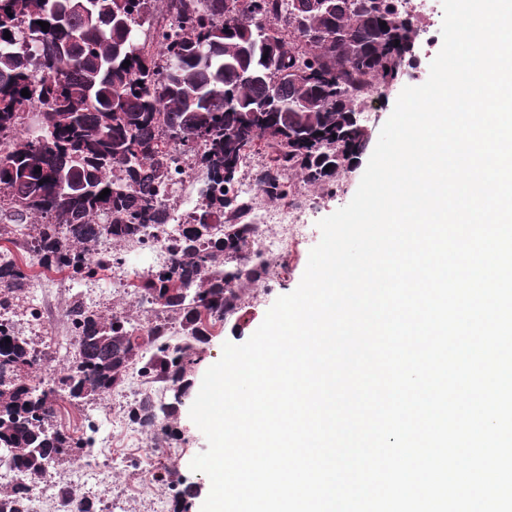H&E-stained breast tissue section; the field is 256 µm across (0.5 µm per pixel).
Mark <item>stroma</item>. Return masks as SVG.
I'll return each mask as SVG.
<instances>
[{"label": "stroma", "instance_id": "35a3bbf8", "mask_svg": "<svg viewBox=\"0 0 512 512\" xmlns=\"http://www.w3.org/2000/svg\"><path fill=\"white\" fill-rule=\"evenodd\" d=\"M431 11L429 32L419 35L412 58L405 63V76L400 82L382 88L372 103L368 121L373 132H380L391 115L403 87L419 86L429 77L430 64L442 47V0H428ZM368 155H361L352 172L342 177L333 190H321L297 185L285 198V205L302 203L305 233L301 236L284 234L280 225L271 224L267 234L281 238L282 245L269 257L268 272L244 296L236 314L213 324L205 352L195 367V381H202L207 369L222 356L224 343H245L256 331L279 296L293 292L306 269L309 254L321 239L319 220L346 206L353 198ZM83 288L70 285L64 275L42 274L38 284L24 298L7 309L32 347H49L59 360L73 358L77 343L66 316L73 298L82 296ZM41 310L45 320L34 323L32 310ZM136 388L148 391L149 386L138 369H130L123 386L84 404H76L67 393H58L54 429L74 436L89 435L85 447L72 449L70 456L56 462L50 470V482L60 483L85 494L94 502L97 512H173L175 499L186 485H193L195 496L191 512H201L206 499L208 477L191 469L192 459L207 448V440L189 416L192 398H185L173 421L183 437L172 446L158 448L151 434L129 428L127 434L115 431V419H126L131 403L126 392ZM108 468L112 476L106 484H81L77 470L81 465Z\"/></svg>", "mask_w": 512, "mask_h": 512}]
</instances>
